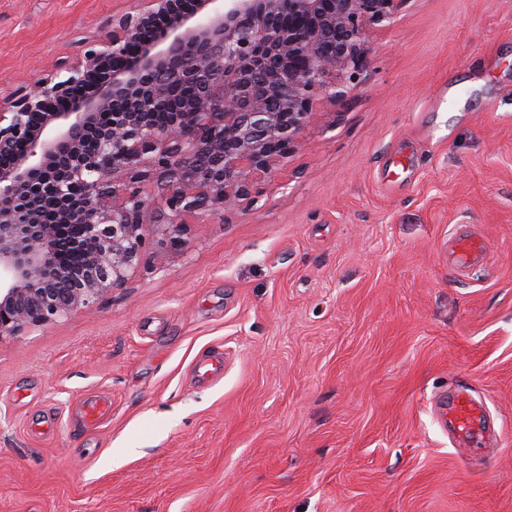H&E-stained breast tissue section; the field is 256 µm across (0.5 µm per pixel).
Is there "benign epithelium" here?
<instances>
[{
  "mask_svg": "<svg viewBox=\"0 0 512 512\" xmlns=\"http://www.w3.org/2000/svg\"><path fill=\"white\" fill-rule=\"evenodd\" d=\"M179 3L137 0L0 106V339L124 281L144 225L182 246L188 225L251 206L407 0Z\"/></svg>",
  "mask_w": 512,
  "mask_h": 512,
  "instance_id": "1",
  "label": "benign epithelium"
}]
</instances>
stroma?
<instances>
[{
	"label": "stroma",
	"instance_id": "obj_1",
	"mask_svg": "<svg viewBox=\"0 0 512 512\" xmlns=\"http://www.w3.org/2000/svg\"><path fill=\"white\" fill-rule=\"evenodd\" d=\"M134 6L0 0V95ZM371 42L253 207L179 251L148 225L91 309L0 339V512H512V0H407ZM460 388L485 444L439 415ZM482 252L483 246L470 238H458L452 244V255L458 267L475 261L481 256Z\"/></svg>",
	"mask_w": 512,
	"mask_h": 512
}]
</instances>
